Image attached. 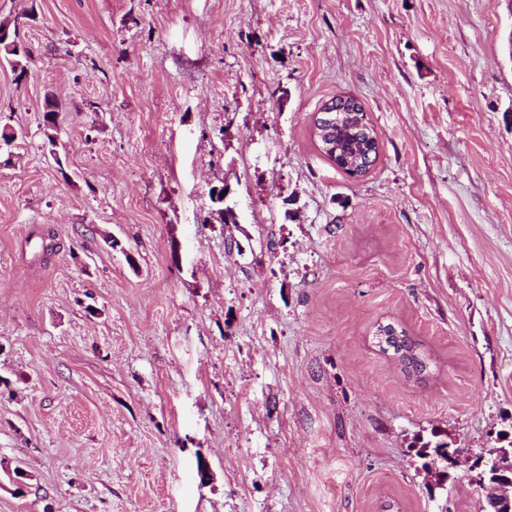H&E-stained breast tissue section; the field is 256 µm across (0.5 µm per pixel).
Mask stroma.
I'll list each match as a JSON object with an SVG mask.
<instances>
[{
	"label": "stroma",
	"mask_w": 512,
	"mask_h": 512,
	"mask_svg": "<svg viewBox=\"0 0 512 512\" xmlns=\"http://www.w3.org/2000/svg\"><path fill=\"white\" fill-rule=\"evenodd\" d=\"M30 12L26 79L0 63L27 132L0 164V512H482L466 460L512 441L507 0H0ZM337 95L378 137L360 178L313 137ZM383 320L431 372L373 349ZM434 428L462 461L431 491Z\"/></svg>",
	"instance_id": "35a3bbf8"
}]
</instances>
